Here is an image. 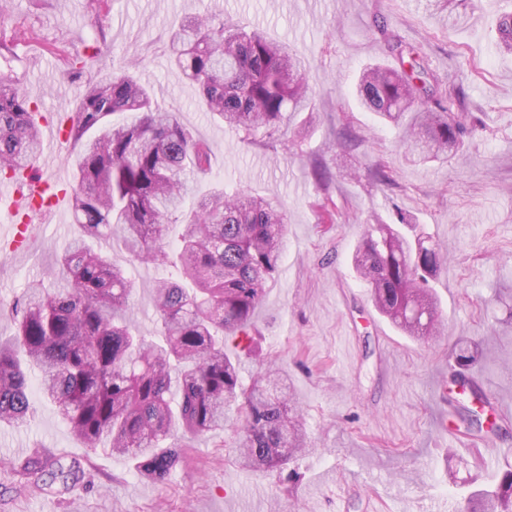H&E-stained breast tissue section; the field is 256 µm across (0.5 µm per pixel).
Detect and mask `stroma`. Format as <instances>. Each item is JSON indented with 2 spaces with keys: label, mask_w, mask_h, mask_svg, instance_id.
<instances>
[{
  "label": "stroma",
  "mask_w": 512,
  "mask_h": 512,
  "mask_svg": "<svg viewBox=\"0 0 512 512\" xmlns=\"http://www.w3.org/2000/svg\"><path fill=\"white\" fill-rule=\"evenodd\" d=\"M215 10L233 26L261 28L305 61L316 95L291 117L277 151L239 143L170 67L173 26ZM507 14L512 0H0L1 32L30 26L40 35L0 54V75L37 101L43 155L73 164L72 145L47 119L74 112L78 83L64 58L80 54L95 73L135 66L154 100L210 144L212 171L198 178L199 193L220 185L285 205L281 262L254 312L255 352L240 370L249 381L268 366L283 368L311 441L293 464L292 483L276 471L244 470L227 453L235 441L229 428L183 440L181 464L154 483L111 453H87L34 385L27 422L0 429V512H465L468 492L494 483L512 462V426L464 448L440 425L448 416L441 384L462 342L477 349L472 371L484 391L512 408V53L496 47ZM383 22L440 80L467 93L474 130L447 162L412 165L395 132L355 99L364 66L392 63L376 34ZM346 125L361 142L339 160L327 198L309 161L329 156ZM378 162L391 167L395 187L370 180ZM373 214L394 226L416 224L446 253L430 280L441 336L406 335L376 310L354 271L352 255ZM31 222L26 254L0 251V332H9L27 282H51L77 234L67 201ZM160 276L146 264L129 271L133 319L145 336L159 331L152 297ZM35 448L78 463L77 481L38 487L8 468Z\"/></svg>",
  "instance_id": "35a3bbf8"
}]
</instances>
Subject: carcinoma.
<instances>
[{"mask_svg":"<svg viewBox=\"0 0 512 512\" xmlns=\"http://www.w3.org/2000/svg\"><path fill=\"white\" fill-rule=\"evenodd\" d=\"M377 33L383 53L400 67L364 69L356 86L360 104L398 131L416 161L448 158L466 132L464 88L440 89L394 28L382 25ZM168 52L205 109L246 145L275 147L288 114L303 111L312 96L302 61L287 45L258 29L229 26L221 12L181 23ZM36 109L0 77V178L15 177L37 159ZM68 140L78 147L71 208L81 233L58 260L55 286L32 280L14 301L13 330L0 336V426L25 422L36 377L88 451L109 449L152 481L166 480L180 463L166 440L224 430L234 404L240 424L232 452L242 468L264 474L308 451L287 375L271 368L246 384L239 362L224 352V339L252 335L255 309L282 256L283 205L216 189L183 208L190 183L212 169V149L124 70L81 84ZM310 174L326 193L336 182L323 157L311 160ZM369 175L395 185L380 162ZM175 224L182 230L173 240ZM116 245L130 263L165 272L154 294L160 343L131 324L127 270L108 256ZM443 262L439 247L424 237L410 239L378 223L367 225L354 254L378 311L413 336L439 332L429 280ZM455 361L450 389L470 371L468 345L458 347ZM462 421L486 437L503 431L500 424L483 428L470 409ZM57 463L34 448L11 468L37 481ZM467 499L468 512H512V466Z\"/></svg>","mask_w":512,"mask_h":512,"instance_id":"carcinoma-1","label":"carcinoma"}]
</instances>
